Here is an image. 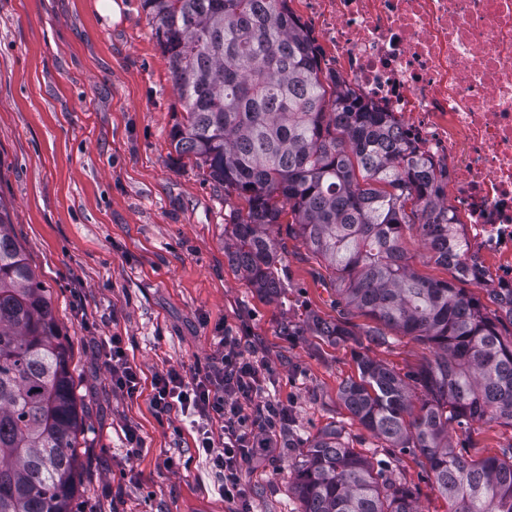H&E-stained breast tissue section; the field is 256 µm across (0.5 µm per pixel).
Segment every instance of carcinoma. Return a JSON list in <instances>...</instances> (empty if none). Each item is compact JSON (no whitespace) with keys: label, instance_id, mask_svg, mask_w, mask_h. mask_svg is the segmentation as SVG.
Instances as JSON below:
<instances>
[{"label":"carcinoma","instance_id":"carcinoma-1","mask_svg":"<svg viewBox=\"0 0 512 512\" xmlns=\"http://www.w3.org/2000/svg\"><path fill=\"white\" fill-rule=\"evenodd\" d=\"M289 0H142L182 107L170 134L181 155L207 167L236 197L224 254L270 300L282 283L281 225L321 258L338 303L369 317L370 343L387 333L431 357L400 374L354 352L357 377L340 398L394 456L419 453L450 512H512V450L474 458L453 425L512 427V305L488 290L490 310L461 278L442 177L390 131L389 115L352 96L321 67L315 40ZM0 204V512H73L83 414L70 354L46 288L7 231ZM452 279L420 276L405 231ZM337 343L347 320L314 323ZM289 488L299 512H419L418 490L387 476L336 427L308 443Z\"/></svg>","mask_w":512,"mask_h":512}]
</instances>
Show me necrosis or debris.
<instances>
[{
  "mask_svg": "<svg viewBox=\"0 0 512 512\" xmlns=\"http://www.w3.org/2000/svg\"><path fill=\"white\" fill-rule=\"evenodd\" d=\"M336 74L447 174L467 264L512 288V0H300Z\"/></svg>",
  "mask_w": 512,
  "mask_h": 512,
  "instance_id": "obj_1",
  "label": "necrosis or debris"
}]
</instances>
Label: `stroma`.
<instances>
[{"label":"stroma","instance_id":"stroma-1","mask_svg":"<svg viewBox=\"0 0 512 512\" xmlns=\"http://www.w3.org/2000/svg\"><path fill=\"white\" fill-rule=\"evenodd\" d=\"M100 3L0 0V202L70 350L84 416L77 512H228L194 431L150 403L155 374L206 366L226 334L264 362L288 410L276 446L246 469L253 512H299L292 466L331 426L419 487L421 512H448L417 456L389 461L341 401L357 374L355 345L312 329L343 311L320 261L285 238L273 301L229 264L224 190L170 145L180 104L142 0H112L108 11ZM116 336L142 371L134 398L112 388ZM369 353L401 373L429 355L402 336ZM130 427L142 440L134 457ZM453 439L468 455L499 457L512 428L480 422Z\"/></svg>","mask_w":512,"mask_h":512}]
</instances>
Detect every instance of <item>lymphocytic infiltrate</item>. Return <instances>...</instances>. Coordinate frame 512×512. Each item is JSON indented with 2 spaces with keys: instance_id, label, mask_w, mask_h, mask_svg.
Returning <instances> with one entry per match:
<instances>
[{
  "instance_id": "lymphocytic-infiltrate-1",
  "label": "lymphocytic infiltrate",
  "mask_w": 512,
  "mask_h": 512,
  "mask_svg": "<svg viewBox=\"0 0 512 512\" xmlns=\"http://www.w3.org/2000/svg\"><path fill=\"white\" fill-rule=\"evenodd\" d=\"M268 383L262 364L247 356L234 336L219 339L205 369L171 368L151 382L158 414L196 417L198 446L224 475L230 512H250L244 473L257 449L272 447L275 422L286 416Z\"/></svg>"
}]
</instances>
